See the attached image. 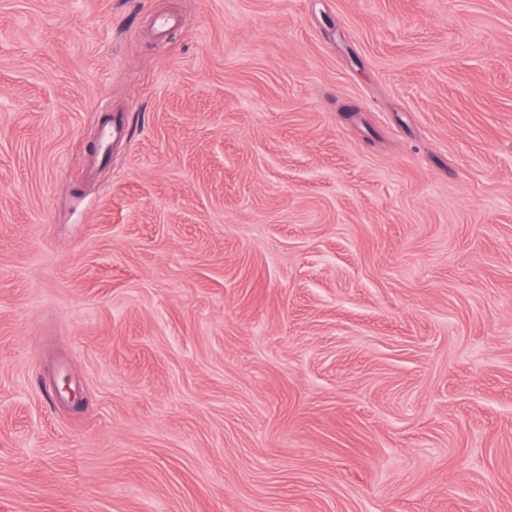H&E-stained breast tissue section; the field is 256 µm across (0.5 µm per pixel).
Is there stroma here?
I'll list each match as a JSON object with an SVG mask.
<instances>
[{
    "mask_svg": "<svg viewBox=\"0 0 512 512\" xmlns=\"http://www.w3.org/2000/svg\"><path fill=\"white\" fill-rule=\"evenodd\" d=\"M0 512H512V0H0ZM124 134V128L121 121L117 118L112 119L110 122L101 125L99 130V148L100 153L95 160L105 157L110 148L113 140L122 138Z\"/></svg>",
    "mask_w": 512,
    "mask_h": 512,
    "instance_id": "1",
    "label": "stroma"
}]
</instances>
